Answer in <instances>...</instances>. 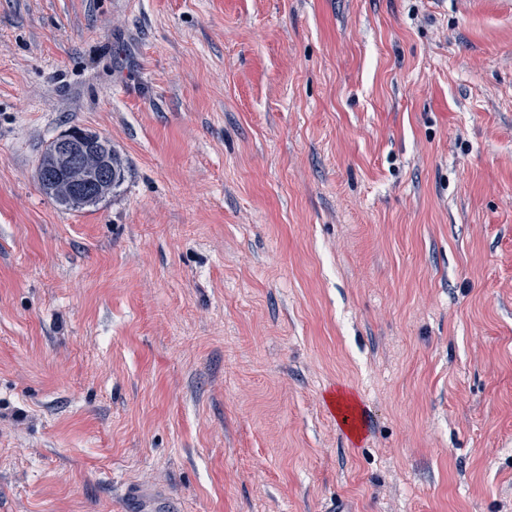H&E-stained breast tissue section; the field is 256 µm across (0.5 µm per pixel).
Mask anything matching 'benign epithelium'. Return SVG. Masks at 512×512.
<instances>
[{
	"label": "benign epithelium",
	"instance_id": "benign-epithelium-1",
	"mask_svg": "<svg viewBox=\"0 0 512 512\" xmlns=\"http://www.w3.org/2000/svg\"><path fill=\"white\" fill-rule=\"evenodd\" d=\"M98 143L97 136L86 132L58 135L51 144V163L38 169V180L75 204L105 198L115 170Z\"/></svg>",
	"mask_w": 512,
	"mask_h": 512
}]
</instances>
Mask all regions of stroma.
Returning a JSON list of instances; mask_svg holds the SVG:
<instances>
[{
	"mask_svg": "<svg viewBox=\"0 0 512 512\" xmlns=\"http://www.w3.org/2000/svg\"><path fill=\"white\" fill-rule=\"evenodd\" d=\"M336 507L512 512V0H0V512ZM72 130L84 131L77 127ZM99 142L97 136L85 131L82 134H74L69 130L58 135L50 146L51 163L41 168L47 162L48 151L40 162L38 180L74 204H82L91 199L83 206L96 205L97 203L92 200H103L109 192L111 183L113 189L119 187L124 181L125 171L121 157L112 150L109 140L102 138V151L108 154L112 161L99 150ZM112 165L115 166L116 174ZM42 184L40 183V186L45 191Z\"/></svg>",
	"mask_w": 512,
	"mask_h": 512,
	"instance_id": "obj_1",
	"label": "stroma"
}]
</instances>
